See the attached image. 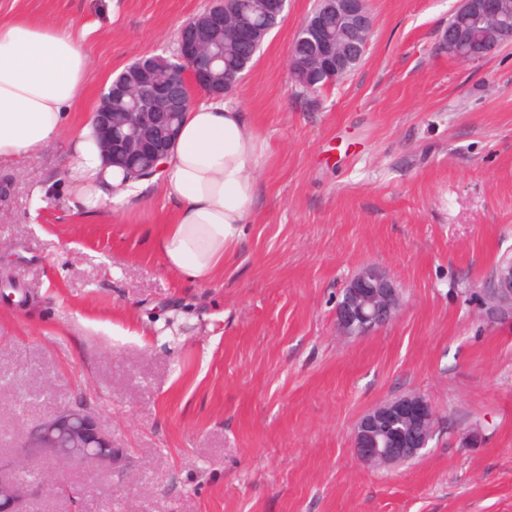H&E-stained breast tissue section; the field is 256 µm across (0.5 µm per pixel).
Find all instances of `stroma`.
Instances as JSON below:
<instances>
[{
	"label": "stroma",
	"instance_id": "1",
	"mask_svg": "<svg viewBox=\"0 0 512 512\" xmlns=\"http://www.w3.org/2000/svg\"><path fill=\"white\" fill-rule=\"evenodd\" d=\"M210 3L0 0V17L83 35L82 121L110 77L174 52ZM457 3L370 0L366 56L307 94L288 52L316 0H290L233 92L272 158L213 282L153 252L169 219L158 191L84 216L63 143L1 167L0 457L78 401L126 457L109 477L66 469L86 512H512V322L486 313L491 271L512 257V45L477 63L442 50ZM368 264L402 307L341 335L336 302ZM411 394L438 416L427 454L359 461L358 418Z\"/></svg>",
	"mask_w": 512,
	"mask_h": 512
}]
</instances>
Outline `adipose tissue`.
I'll return each mask as SVG.
<instances>
[{
  "instance_id": "1",
  "label": "adipose tissue",
  "mask_w": 512,
  "mask_h": 512,
  "mask_svg": "<svg viewBox=\"0 0 512 512\" xmlns=\"http://www.w3.org/2000/svg\"><path fill=\"white\" fill-rule=\"evenodd\" d=\"M89 86L88 55L70 31L47 21L0 20V165L64 140L68 204L92 215L132 210L158 183L172 216L152 249L174 274L212 281L252 215L270 143L236 101L209 96L186 112L153 179L128 178L105 161L92 121L69 123Z\"/></svg>"
}]
</instances>
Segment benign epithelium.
<instances>
[{"instance_id":"1","label":"benign epithelium","mask_w":512,"mask_h":512,"mask_svg":"<svg viewBox=\"0 0 512 512\" xmlns=\"http://www.w3.org/2000/svg\"><path fill=\"white\" fill-rule=\"evenodd\" d=\"M336 15V32L316 27L304 44L290 48L288 70L316 71L325 84L339 80L350 59L368 48L374 19L368 0H330ZM457 23L441 36V48L478 62L512 44V17L503 0H460ZM233 22L234 35L250 47L257 29L243 20H231L224 4L211 7L206 17L180 30L175 59L182 68L155 83L142 74L114 81L103 90L97 112L92 114L100 145L110 163L135 173L158 171L179 127L180 111L196 99L192 87L208 91L214 70L224 60L208 53L216 30ZM487 313L512 316V260H502L488 282ZM402 303L398 285L378 268L367 266L351 278L336 303V326L346 336H366L389 325ZM438 418L431 402L417 394L377 405L355 423L352 448L356 457L372 466H393L421 457L435 437ZM123 458L112 447L111 436L96 416L80 406H63L31 428L14 452L0 459V512H27L29 501L39 494L63 496L71 501L83 495L63 483L56 471L45 473L37 484L18 477L34 460L61 466H82L112 473Z\"/></svg>"}]
</instances>
